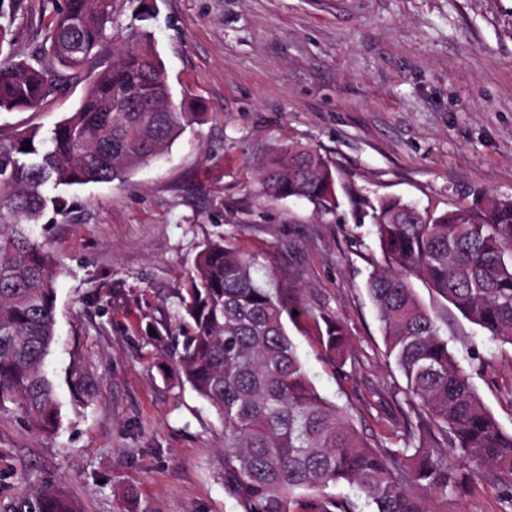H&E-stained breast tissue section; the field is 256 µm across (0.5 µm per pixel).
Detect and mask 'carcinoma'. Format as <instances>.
I'll use <instances>...</instances> for the list:
<instances>
[{"mask_svg": "<svg viewBox=\"0 0 512 512\" xmlns=\"http://www.w3.org/2000/svg\"><path fill=\"white\" fill-rule=\"evenodd\" d=\"M20 4L0 0V112L36 109L71 85L107 31L120 44L78 107L48 132L0 137V408L10 404L32 429L50 432L60 416L45 371L56 272L31 225L69 214L73 203L60 190L121 182L162 155L204 107L173 96L147 25L154 0H44L51 20L31 56L17 60L3 43ZM127 12L130 22L118 23ZM258 181L263 200L339 208L333 171L311 148L282 145ZM370 217L385 265L367 291L386 359L420 420L404 448L372 445L348 408L318 391L287 322L304 320L335 367L351 353L343 326L290 299L274 275L260 277L256 258L221 238L203 245L178 293V334L166 318L150 325L160 356L218 418L224 490L240 512H448V493L474 477L467 464L512 477V431L501 428L449 346L443 309L426 305L413 285L422 281L493 341L512 346V197L482 190L443 211L384 198ZM339 485L348 493L328 492ZM30 512L78 510L47 484L34 491Z\"/></svg>", "mask_w": 512, "mask_h": 512, "instance_id": "carcinoma-1", "label": "carcinoma"}]
</instances>
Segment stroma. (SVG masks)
I'll use <instances>...</instances> for the list:
<instances>
[{"mask_svg":"<svg viewBox=\"0 0 512 512\" xmlns=\"http://www.w3.org/2000/svg\"><path fill=\"white\" fill-rule=\"evenodd\" d=\"M150 25L175 98L204 119L125 181L66 190L58 224L37 225L57 272L47 360L55 433L0 409V512H29L51 483L80 512H239L224 491V436L209 405L174 387L144 328L163 319L203 244L221 237L286 279L314 313L341 323L352 356L332 367L306 326L290 328L310 379L348 406L369 442L398 447L411 408L384 356L368 296L383 263L366 214L381 197L419 206L512 196V0H155ZM12 51L29 55L47 21L23 0ZM84 81L38 109L0 112V135L48 131ZM316 149L341 205L266 202L264 157ZM501 426L512 431V347L456 311L444 328ZM502 479L449 495L448 512H505Z\"/></svg>","mask_w":512,"mask_h":512,"instance_id":"stroma-1","label":"stroma"}]
</instances>
